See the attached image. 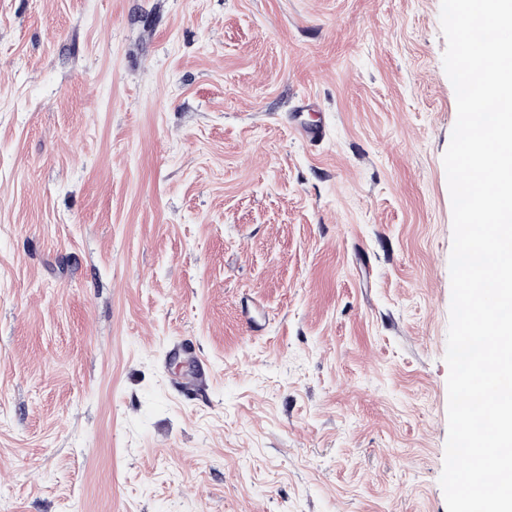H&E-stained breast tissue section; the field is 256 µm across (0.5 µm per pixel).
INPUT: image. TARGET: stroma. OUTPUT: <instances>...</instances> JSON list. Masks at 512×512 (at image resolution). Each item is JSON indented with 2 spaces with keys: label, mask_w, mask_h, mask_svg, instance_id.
I'll use <instances>...</instances> for the list:
<instances>
[{
  "label": "stroma",
  "mask_w": 512,
  "mask_h": 512,
  "mask_svg": "<svg viewBox=\"0 0 512 512\" xmlns=\"http://www.w3.org/2000/svg\"><path fill=\"white\" fill-rule=\"evenodd\" d=\"M440 8L0 0V512H447Z\"/></svg>",
  "instance_id": "obj_1"
}]
</instances>
